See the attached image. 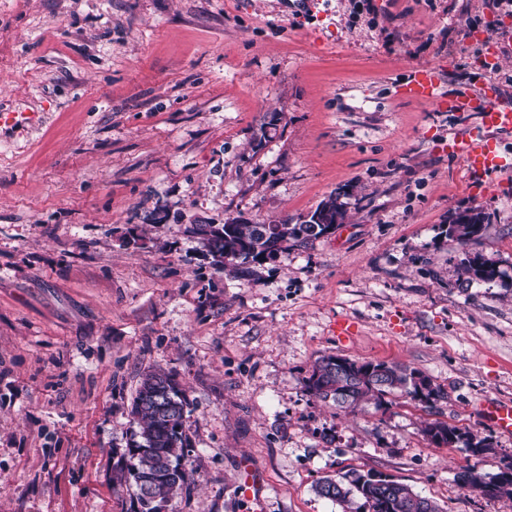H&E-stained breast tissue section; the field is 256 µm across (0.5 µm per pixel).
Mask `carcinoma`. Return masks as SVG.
I'll return each mask as SVG.
<instances>
[{
  "mask_svg": "<svg viewBox=\"0 0 512 512\" xmlns=\"http://www.w3.org/2000/svg\"><path fill=\"white\" fill-rule=\"evenodd\" d=\"M469 224L452 219L446 235L461 244L477 236L482 229L480 213L468 216ZM331 224H290L241 222L231 219L224 224H195L192 232L201 237L209 252L219 258V265L245 267L275 257L288 244H303L326 235ZM463 282L491 283L498 276L496 267L480 255L465 253L460 260ZM307 393L338 409L353 411L361 403L374 400L380 406L388 395L405 392L431 408L444 399V392L421 373L398 364L359 362L349 358L325 356L316 362L311 374L303 380ZM188 406L185 393L174 380L159 372L145 376L133 401L131 414L136 429L127 441V453L120 470V482L135 489L134 512H162L163 504L183 490L189 477L185 432ZM424 435L437 445L449 448H491L486 438L463 431L436 420L425 424ZM497 478L495 474L467 466L456 474L460 487L478 490L495 498H512V488L502 487L493 492L485 487ZM321 497L348 506L345 512H444L440 505L414 493L398 480L385 479L374 469L353 470L337 478L324 477L314 486Z\"/></svg>",
  "mask_w": 512,
  "mask_h": 512,
  "instance_id": "carcinoma-1",
  "label": "carcinoma"
}]
</instances>
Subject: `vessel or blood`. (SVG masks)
I'll return each instance as SVG.
<instances>
[{
    "instance_id": "obj_1",
    "label": "vessel or blood",
    "mask_w": 512,
    "mask_h": 512,
    "mask_svg": "<svg viewBox=\"0 0 512 512\" xmlns=\"http://www.w3.org/2000/svg\"><path fill=\"white\" fill-rule=\"evenodd\" d=\"M444 71L439 66L412 69L406 83L398 88L399 95L425 100L439 110L477 113L479 123L468 132L453 136L448 151L465 165L473 181H480L486 174H511L512 158L499 150L497 133L512 129V107L503 105L500 86L486 78L474 88L455 93L443 88ZM484 417L501 432L512 433V405L490 403L484 409Z\"/></svg>"
}]
</instances>
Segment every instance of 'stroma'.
<instances>
[{
  "instance_id": "obj_1",
  "label": "stroma",
  "mask_w": 512,
  "mask_h": 512,
  "mask_svg": "<svg viewBox=\"0 0 512 512\" xmlns=\"http://www.w3.org/2000/svg\"><path fill=\"white\" fill-rule=\"evenodd\" d=\"M474 29L512 102L507 2L0 0V512H131L115 477L152 371L189 399L192 479L165 512H341L315 483L369 469L444 512H512L455 481L512 462L481 412L512 404V176L473 191L443 150L467 119L397 92L421 65L479 82ZM339 191L335 232L244 274L191 231L294 224ZM469 209L479 236L449 240ZM467 252L499 278L462 284ZM327 355L446 397L337 409L303 387ZM434 420L491 452L432 443Z\"/></svg>"
}]
</instances>
